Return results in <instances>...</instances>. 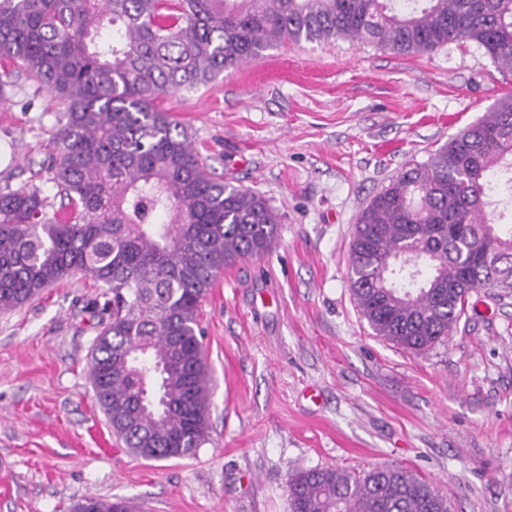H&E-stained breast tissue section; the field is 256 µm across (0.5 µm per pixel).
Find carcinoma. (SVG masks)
Instances as JSON below:
<instances>
[{"mask_svg": "<svg viewBox=\"0 0 512 512\" xmlns=\"http://www.w3.org/2000/svg\"><path fill=\"white\" fill-rule=\"evenodd\" d=\"M338 39L396 55L465 40L512 72V0H0V55L66 119L51 166L60 209L48 213L37 186L0 190V312L77 274L103 289L89 379L113 435L145 459L206 441L203 298L224 268L267 253L279 224L264 195L215 175L158 101L268 48ZM496 172L512 185V96L360 211L349 281L376 335L425 353L448 342L471 292H512V232L486 200ZM288 493L291 512H448L432 483L388 465L302 469Z\"/></svg>", "mask_w": 512, "mask_h": 512, "instance_id": "carcinoma-1", "label": "carcinoma"}]
</instances>
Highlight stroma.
I'll return each instance as SVG.
<instances>
[{"instance_id": "stroma-1", "label": "stroma", "mask_w": 512, "mask_h": 512, "mask_svg": "<svg viewBox=\"0 0 512 512\" xmlns=\"http://www.w3.org/2000/svg\"><path fill=\"white\" fill-rule=\"evenodd\" d=\"M512 95V73L460 41L408 56L350 40L288 44L164 96L217 176L279 213L271 251L217 275L200 326L208 438L147 460L113 440L88 367L98 296L76 275L0 313V512H70L124 498L140 512H290L300 469H410L452 512H512V297L472 292L447 344L417 354L375 334L348 278L358 213L409 165ZM64 107L21 73L0 97V189L52 208Z\"/></svg>"}]
</instances>
